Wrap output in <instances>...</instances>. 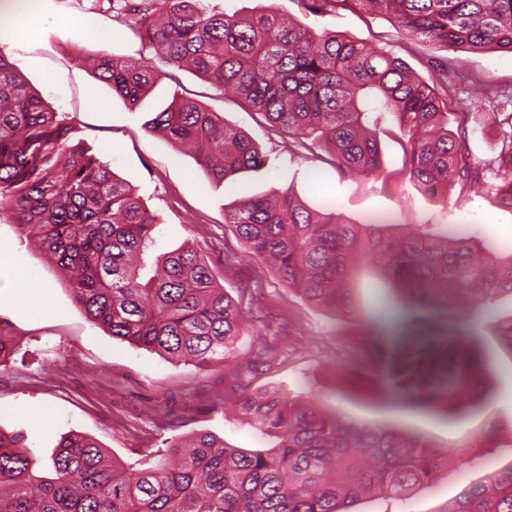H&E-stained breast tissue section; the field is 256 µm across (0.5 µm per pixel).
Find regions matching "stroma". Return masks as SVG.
Here are the masks:
<instances>
[{
	"label": "stroma",
	"mask_w": 512,
	"mask_h": 512,
	"mask_svg": "<svg viewBox=\"0 0 512 512\" xmlns=\"http://www.w3.org/2000/svg\"><path fill=\"white\" fill-rule=\"evenodd\" d=\"M218 11L250 15L273 8L284 19L314 31H336L360 40L383 37L418 76L430 75L435 47L409 42L385 18H369L344 9L313 14L303 0H206ZM36 41L16 44L8 26L0 27V53L44 99L66 113L76 140L121 178L128 180L159 222L156 253L181 247L196 249L208 262L225 292L239 300L246 329L235 344L231 364L203 371L165 359L113 338L94 325L71 299L65 272L44 260L21 237L9 210L0 211V241L13 245L0 265V334L11 337L12 357L0 365V431L22 436L29 452L47 462L61 436L80 432L94 438L114 458L139 460L149 448H166L170 438L200 431L213 433L237 448H265L269 442L229 410L241 395L274 388L314 403L359 425H382L431 439L448 452V468L428 487L407 500L371 496L357 501L354 512H448L464 491L487 484L489 470L512 469V352L498 339L501 322L512 320V299L490 304L472 320L484 338L492 374L471 397L476 406L466 422L444 412L420 408L393 396L366 395L346 370L368 336L362 323L374 315L379 334L394 342L421 329L425 312L398 300L370 256L356 268L352 299L356 312L341 315L315 307L281 284L272 268L247 256L224 213L242 196L271 197L291 191L308 207L334 199L344 219L359 224L372 214L392 215L401 230L420 224L473 223L485 240L482 257L492 262L512 249V205L491 204L483 194L453 187L431 195L395 176L401 150L382 137L383 168L388 179L370 172L347 173L312 159L289 155L287 135L260 126L257 115L234 96H219L203 78L174 70L148 50L130 15L111 9L107 0H32ZM69 19L80 29L66 27ZM121 59L149 61L159 78L139 108H130L100 81L93 62L99 51ZM454 71L448 79L458 99L470 96L474 81L512 87V54L448 50ZM189 98L218 112L226 125L247 133L270 158L269 165L216 182L194 153L143 125L173 96ZM501 131L493 115L474 107L468 148L477 163L498 152ZM33 277L47 295L45 308L24 309L16 296L25 277ZM492 429L496 447L453 451L456 442Z\"/></svg>",
	"instance_id": "obj_1"
}]
</instances>
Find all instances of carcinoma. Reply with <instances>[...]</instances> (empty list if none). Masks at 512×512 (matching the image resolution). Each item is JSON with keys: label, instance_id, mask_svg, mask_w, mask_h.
Wrapping results in <instances>:
<instances>
[{"label": "carcinoma", "instance_id": "obj_1", "mask_svg": "<svg viewBox=\"0 0 512 512\" xmlns=\"http://www.w3.org/2000/svg\"><path fill=\"white\" fill-rule=\"evenodd\" d=\"M122 3L167 66L184 67L230 92L288 134V153L326 151L344 171L379 172L376 113L397 119L398 173L434 194L455 182L484 186L512 202V113L500 120L501 150L487 164L466 151L472 113L448 129V58L427 79L390 50L334 32L311 31L269 9L240 16L201 0ZM313 13L355 6L409 30L438 49L512 53V0H309ZM97 77L137 108L157 72L105 51ZM486 111L501 115L512 89L484 83ZM145 131L186 144L217 181L265 163L259 147L190 99L170 106ZM67 117L51 109L0 53V209L21 234L70 273L72 297L114 338L207 369L234 355L244 330L240 306L190 248L141 259L156 244L154 217L132 186L73 143ZM502 184L488 187L486 171ZM246 252L271 261L279 281L318 307L354 313L356 258H377L382 274L423 310L452 319L448 335L407 337L362 354L360 379L399 399L442 409L456 421L472 413L468 395L491 371L482 336L467 327L488 301L512 296V252L496 265L474 256L470 224L418 226L393 235L390 218L348 224L331 207L313 210L290 193L243 199L225 214ZM240 413L269 448H233L209 432L175 437L133 466L95 439L62 436L45 469L19 438L0 433V512H352L363 496L409 497L446 463L424 436L388 426L361 427L273 391L243 398ZM448 512H512V470L461 494Z\"/></svg>", "mask_w": 512, "mask_h": 512}]
</instances>
